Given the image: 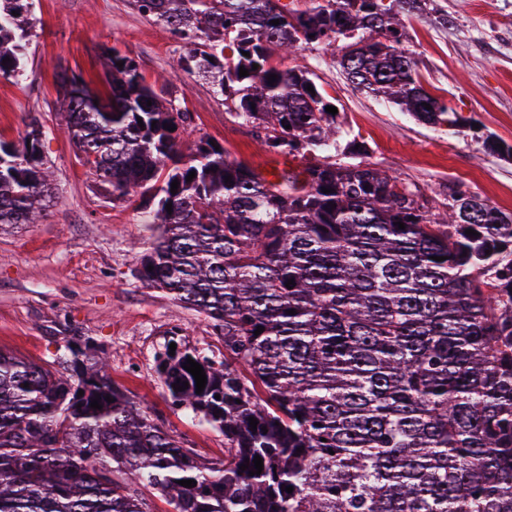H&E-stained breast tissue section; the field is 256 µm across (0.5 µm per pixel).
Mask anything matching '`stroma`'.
<instances>
[{
	"label": "stroma",
	"instance_id": "stroma-1",
	"mask_svg": "<svg viewBox=\"0 0 512 512\" xmlns=\"http://www.w3.org/2000/svg\"><path fill=\"white\" fill-rule=\"evenodd\" d=\"M436 2L449 26L407 25L426 88L479 123L484 135L512 145V0ZM33 16L23 77L17 83L0 78V139L21 142L31 124H39L58 197L40 223L0 229V349L50 364L71 337H82L105 354L113 383L147 406L166 432L205 457L223 459V434L171 406L155 356L175 326L189 347L214 360H223L224 343L203 315L139 281L142 247L152 231L140 209L113 203L111 188L79 163L56 103L55 76L64 70L97 79L104 50L116 48L136 60L147 81H166L192 114L197 135L263 170L285 161L262 152L256 128L233 117L210 83L177 70L181 40L142 16L132 0H35ZM274 61L284 70L313 73L339 112L344 140L365 143L382 170L439 202L451 184L512 212V159L490 153L470 131L422 125L353 90L332 52L320 47L278 53Z\"/></svg>",
	"mask_w": 512,
	"mask_h": 512
}]
</instances>
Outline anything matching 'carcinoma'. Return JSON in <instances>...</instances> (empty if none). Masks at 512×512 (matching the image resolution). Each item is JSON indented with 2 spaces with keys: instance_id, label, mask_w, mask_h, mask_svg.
<instances>
[{
  "instance_id": "1",
  "label": "carcinoma",
  "mask_w": 512,
  "mask_h": 512,
  "mask_svg": "<svg viewBox=\"0 0 512 512\" xmlns=\"http://www.w3.org/2000/svg\"><path fill=\"white\" fill-rule=\"evenodd\" d=\"M133 2L184 41L182 71L263 131L265 153L304 167L270 180L204 136L183 152L191 114L116 49L95 98L58 84L81 164L158 230L139 280L222 335L217 362L171 332L156 373L174 408L224 434V459L163 430L79 336L51 365L0 349V512H152V496L173 512H512V213L476 191L468 215L432 205L366 146L341 145L308 71L273 63L318 45L354 89L469 128L426 92L405 45L401 17L446 26L448 14L435 0ZM31 8L0 0V77L24 71ZM41 139L0 141V226L38 223L55 198ZM189 357L206 374L199 394Z\"/></svg>"
}]
</instances>
